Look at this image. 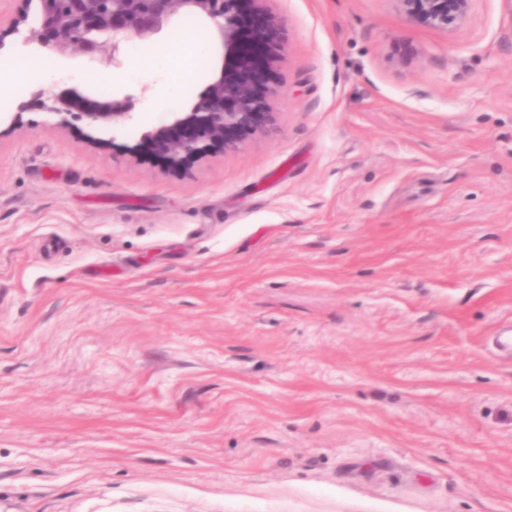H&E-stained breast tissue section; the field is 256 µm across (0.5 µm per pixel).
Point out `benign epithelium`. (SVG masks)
<instances>
[{"mask_svg":"<svg viewBox=\"0 0 512 512\" xmlns=\"http://www.w3.org/2000/svg\"><path fill=\"white\" fill-rule=\"evenodd\" d=\"M267 0H40L42 23L25 36L28 43L52 37L58 52L93 56L106 35L117 61L127 40L160 32L176 16H206L224 46L219 76L211 81L188 112H172L169 120L145 131L134 148L138 157L160 153L165 168L179 170L218 149L238 150L254 136L276 130L274 103L281 94L272 73L283 56V20L265 6ZM410 23L448 31L468 16L472 0H393ZM42 108L65 126L70 118L90 125L125 124L136 119L135 102L89 99L68 89L42 102Z\"/></svg>","mask_w":512,"mask_h":512,"instance_id":"1","label":"benign epithelium"}]
</instances>
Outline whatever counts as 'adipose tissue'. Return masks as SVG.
Returning <instances> with one entry per match:
<instances>
[{
    "label": "adipose tissue",
    "mask_w": 512,
    "mask_h": 512,
    "mask_svg": "<svg viewBox=\"0 0 512 512\" xmlns=\"http://www.w3.org/2000/svg\"><path fill=\"white\" fill-rule=\"evenodd\" d=\"M174 55L179 58L177 72L160 93L162 102L172 108L179 106L183 87L210 66L208 45L192 32L173 30L166 46L156 53L155 61L158 65L166 66Z\"/></svg>",
    "instance_id": "1"
}]
</instances>
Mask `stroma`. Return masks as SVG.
<instances>
[{"label": "stroma", "instance_id": "1", "mask_svg": "<svg viewBox=\"0 0 512 512\" xmlns=\"http://www.w3.org/2000/svg\"><path fill=\"white\" fill-rule=\"evenodd\" d=\"M275 134L178 172L0 99V512H512V5L270 0ZM397 11L410 23L448 31L468 16L472 0H393Z\"/></svg>", "mask_w": 512, "mask_h": 512}]
</instances>
